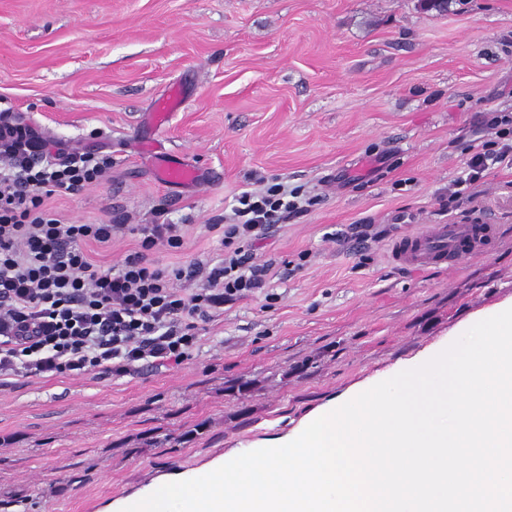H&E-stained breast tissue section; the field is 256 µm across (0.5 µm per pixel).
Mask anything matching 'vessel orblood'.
Instances as JSON below:
<instances>
[{
	"instance_id": "b4317fda",
	"label": "vessel or blood",
	"mask_w": 512,
	"mask_h": 512,
	"mask_svg": "<svg viewBox=\"0 0 512 512\" xmlns=\"http://www.w3.org/2000/svg\"><path fill=\"white\" fill-rule=\"evenodd\" d=\"M169 185L195 182L194 169L176 162L166 163L160 173ZM497 235L493 224H430L409 233L390 247L389 258L398 266L453 269L463 258L488 254Z\"/></svg>"
}]
</instances>
